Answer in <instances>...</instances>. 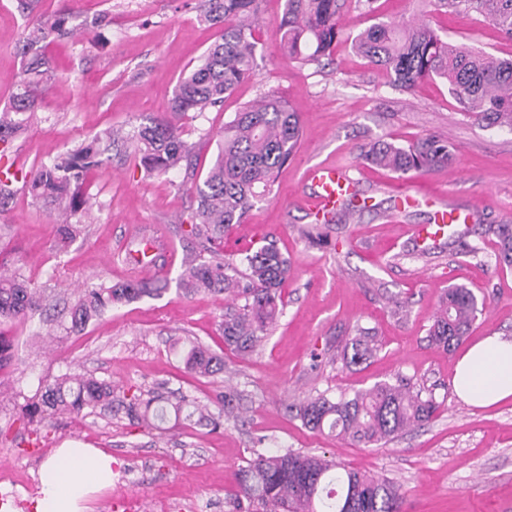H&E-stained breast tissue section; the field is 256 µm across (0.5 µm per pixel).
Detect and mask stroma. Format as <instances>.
<instances>
[{
  "label": "stroma",
  "instance_id": "1",
  "mask_svg": "<svg viewBox=\"0 0 512 512\" xmlns=\"http://www.w3.org/2000/svg\"><path fill=\"white\" fill-rule=\"evenodd\" d=\"M200 0H0V110L19 92L24 61L17 43L39 15L68 12L75 34L46 51L58 74L39 96L27 128L8 146L20 171L60 160L102 130L133 129L149 118L170 117L178 79L219 38L198 21ZM284 0H261L254 33L255 64L222 105L181 121L194 146L196 173L185 168L147 174L132 146L89 172L83 186L93 217L88 231L58 247L60 215L35 202L24 182L0 210V262L21 267L35 286L66 290L92 282L141 278L126 260L143 233L167 248L155 258L151 280L167 283L161 296L112 308L84 331H58L49 339L51 314L0 324L13 359L0 368V499L39 470L64 442L76 440L134 466L139 482L112 485L92 512H117L129 493L139 512L170 501L231 512L237 473L254 449L326 454L346 468L387 477L400 485L405 512H512V399L480 408L456 394L453 376L461 350L445 351L428 329L445 291L469 288L484 307L465 339L473 344L498 333L512 337V268L495 265L493 226L512 224V133L486 128L465 116L438 78L400 92L387 73L341 41L329 66L284 58L279 21ZM426 20L444 39L501 59L512 40L477 16L432 11ZM283 97L303 126L300 145L278 175L272 196L257 203L224 236L221 253L239 260L262 240L275 241L290 273L284 310L253 351L224 344L219 293L183 294L177 278L195 223L197 178L215 155V133L234 112L267 94ZM436 135L454 153L448 167L399 176L359 159L362 145L387 140L408 145ZM318 163L355 180L351 212L331 223L315 219L307 170ZM414 202L399 207L404 193ZM459 209L456 241L417 246L410 229L434 223L441 205ZM373 331L379 349L366 363L344 366L336 348L358 329ZM202 343L224 359L223 372L190 375L182 351ZM65 373L111 384L115 399L145 393L161 400L186 397L207 405L221 426L179 419L162 428L122 412L87 409L51 421L26 417L25 408L47 381ZM410 379L439 409L430 421L395 438L364 447L314 432L289 406L327 394L367 389L376 382ZM234 391L233 406L221 397Z\"/></svg>",
  "mask_w": 512,
  "mask_h": 512
}]
</instances>
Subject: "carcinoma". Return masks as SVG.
<instances>
[{"instance_id":"obj_1","label":"carcinoma","mask_w":512,"mask_h":512,"mask_svg":"<svg viewBox=\"0 0 512 512\" xmlns=\"http://www.w3.org/2000/svg\"><path fill=\"white\" fill-rule=\"evenodd\" d=\"M376 0H285L279 23L280 46L289 58L318 63L332 56L345 34L347 16L369 12ZM436 10L476 14L512 40V0H421ZM259 0H203V19L224 29L200 62L181 77L174 90L171 111L181 118L202 113L224 103L236 85L251 72L254 63L255 22ZM68 17L39 19L23 41L25 69L22 91L9 109L0 113V143L22 130L20 116L34 113L38 90L53 76L52 60L43 43L72 33ZM354 48L372 64L386 69L392 85L402 91L415 89L423 80L437 76L448 88L461 111L477 123L512 132V60L443 40L431 26L378 22L351 37ZM301 137L299 113L280 97L269 93L246 104L224 122L218 133L215 158L203 181L196 184V216L191 235L202 250L187 257L177 284L188 294L199 289L227 294L244 304L224 315V344L246 354L253 350L258 333L273 325L282 314L281 290L290 271L288 259L270 241L249 251L236 265L224 261L215 249L224 231L245 219L250 208L269 197L280 169L288 164ZM140 165L148 173H165L181 164L191 165L193 146L173 120L149 119L131 136ZM126 141L119 132L107 130L73 149L58 162L43 163L24 175L30 195L57 207L64 215L57 225L62 246L83 235L90 219L88 201L80 190L84 172L104 164L112 148ZM360 158L393 172L446 167L453 159L448 144L435 136L419 138L406 147L378 140L360 148ZM79 216L76 222L70 218ZM499 238L497 265L512 267V225L496 228ZM165 290L156 281L137 280L104 286L90 284L63 303L62 316L69 329L81 330L101 313L119 305L154 296ZM46 290L23 278L19 270L0 269V321L28 320L47 305ZM479 310L476 295L454 286L445 292L442 306L428 330L429 340L446 350L458 345L475 321ZM377 342L372 331L358 330L341 350L343 364H357L372 357ZM185 368L197 375L224 370V360L208 348L194 345L184 356ZM185 398L172 407L155 399L134 395L122 402L128 417L151 416L159 422L179 414ZM112 407V386L81 374H63L48 383L41 400L28 405L26 415L54 416L62 412ZM438 409L431 397L422 396L410 382L399 377L381 381L367 390L342 393L333 399L320 395L301 403L297 417L312 431L329 430L364 445L387 441L399 433L430 420ZM245 499L262 512H401L400 486L387 478L347 470L325 455L257 452L237 475L233 500Z\"/></svg>"}]
</instances>
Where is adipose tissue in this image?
I'll use <instances>...</instances> for the list:
<instances>
[{"label": "adipose tissue", "instance_id": "1", "mask_svg": "<svg viewBox=\"0 0 512 512\" xmlns=\"http://www.w3.org/2000/svg\"><path fill=\"white\" fill-rule=\"evenodd\" d=\"M453 385L476 407L512 398V338L492 334L470 346L456 364ZM113 462L111 455L75 441L55 449L41 468L34 512H87L91 496L112 486Z\"/></svg>", "mask_w": 512, "mask_h": 512}]
</instances>
